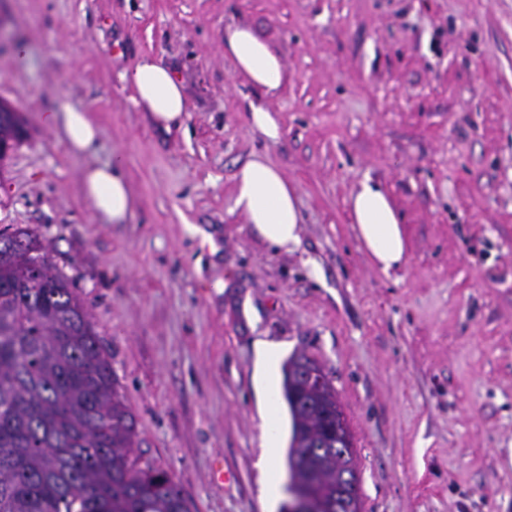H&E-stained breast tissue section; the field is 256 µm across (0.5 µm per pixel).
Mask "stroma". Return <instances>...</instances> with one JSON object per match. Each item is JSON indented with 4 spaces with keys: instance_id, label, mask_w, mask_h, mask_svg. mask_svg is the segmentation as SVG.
I'll list each match as a JSON object with an SVG mask.
<instances>
[{
    "instance_id": "35a3bbf8",
    "label": "stroma",
    "mask_w": 512,
    "mask_h": 512,
    "mask_svg": "<svg viewBox=\"0 0 512 512\" xmlns=\"http://www.w3.org/2000/svg\"><path fill=\"white\" fill-rule=\"evenodd\" d=\"M230 24L286 67L267 97L279 140L243 109ZM145 57L179 76L181 127L134 105L122 74ZM61 97L99 126L96 161L122 158L128 223L97 222L84 159L42 125ZM0 101L26 130L0 165V229L29 231L74 283L136 456L191 512H266L260 341L331 379L362 512H512V0H0ZM257 154L297 191L295 252L234 208ZM367 179L406 237L388 274L348 211Z\"/></svg>"
}]
</instances>
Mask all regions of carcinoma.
<instances>
[{
	"label": "carcinoma",
	"mask_w": 512,
	"mask_h": 512,
	"mask_svg": "<svg viewBox=\"0 0 512 512\" xmlns=\"http://www.w3.org/2000/svg\"><path fill=\"white\" fill-rule=\"evenodd\" d=\"M0 512H190L173 477L141 466L136 419L69 279L45 262L26 287L29 232L0 235ZM283 365L291 416L289 474L320 477L321 512H348L356 455L336 439V389L308 387L306 363Z\"/></svg>",
	"instance_id": "cac0c4a2"
}]
</instances>
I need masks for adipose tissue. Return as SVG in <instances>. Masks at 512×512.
<instances>
[{"instance_id": "adipose-tissue-1", "label": "adipose tissue", "mask_w": 512, "mask_h": 512, "mask_svg": "<svg viewBox=\"0 0 512 512\" xmlns=\"http://www.w3.org/2000/svg\"><path fill=\"white\" fill-rule=\"evenodd\" d=\"M224 50L238 73L253 90L244 108L251 125L268 139L280 136V126L266 103L267 95L284 82V67L268 42L245 25L224 30ZM123 83L134 92L133 102L148 112L162 129L181 125L187 102L174 71L150 58L124 72ZM49 128L61 133L68 151L86 158L82 170V194L96 220L124 224L132 215L133 202L121 159L109 164L89 162L100 136L90 112L60 98L41 116ZM235 208L252 224L257 235L276 250L288 253L301 244L298 198L278 168L263 156H253L234 176ZM349 208L357 236L375 264L383 271L400 268L407 259L400 218L389 196L375 183L364 181L352 193Z\"/></svg>"}]
</instances>
